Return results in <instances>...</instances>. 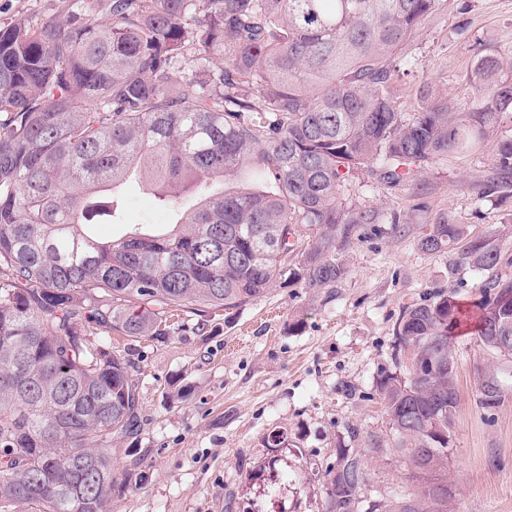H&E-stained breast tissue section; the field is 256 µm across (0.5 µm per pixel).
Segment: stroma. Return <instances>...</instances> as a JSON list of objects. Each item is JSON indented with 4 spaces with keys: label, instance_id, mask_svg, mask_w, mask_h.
<instances>
[{
    "label": "stroma",
    "instance_id": "obj_1",
    "mask_svg": "<svg viewBox=\"0 0 512 512\" xmlns=\"http://www.w3.org/2000/svg\"><path fill=\"white\" fill-rule=\"evenodd\" d=\"M410 51L414 69L391 83L400 111L420 105L418 90L471 96L477 58L512 62V0H448L421 23ZM497 136L475 151L425 163L412 182L386 188L361 175L347 204L379 213L361 225L336 288H274L202 321L191 310L173 317L162 339L113 336L140 394L137 435L112 447V463L129 485L112 495L111 512H325L324 471L340 448L362 450L366 434L388 432L373 379L390 367L393 329L404 308L452 293L467 305L482 274L449 273V257L417 246L439 218L467 237H493L500 273L512 276V184L498 180ZM459 404L451 429L448 512H512V358L487 351L478 336L456 338ZM496 370L504 400L485 410L479 388ZM186 399L169 400L180 386ZM359 437H351L350 428ZM288 443L267 448L272 431ZM275 460L288 483L259 495L252 476ZM367 501L388 505L416 480L396 452L368 461Z\"/></svg>",
    "mask_w": 512,
    "mask_h": 512
}]
</instances>
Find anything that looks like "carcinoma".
<instances>
[{"mask_svg": "<svg viewBox=\"0 0 512 512\" xmlns=\"http://www.w3.org/2000/svg\"><path fill=\"white\" fill-rule=\"evenodd\" d=\"M63 19L0 28V512H109L112 442L138 429L140 395L112 333L168 336L181 308H236L277 283L336 287L340 251L371 210L342 193L362 172L396 187L438 156L477 149L512 113V75L479 58L467 111L422 90L398 110L388 89L416 63L405 51L447 0H103ZM190 75L176 78V72ZM512 178V138L497 146ZM143 179L171 213L102 241L95 219L125 223L116 188ZM445 218L418 238L453 252L452 269L487 272L472 304L476 335L512 356V278L491 238ZM451 293L406 308L376 392L393 448L421 479L387 512H448L458 407L454 336L467 321ZM93 322L100 337H86ZM503 400L493 372L479 402ZM326 512H356L365 454L337 449Z\"/></svg>", "mask_w": 512, "mask_h": 512, "instance_id": "cac0c4a2", "label": "carcinoma"}]
</instances>
